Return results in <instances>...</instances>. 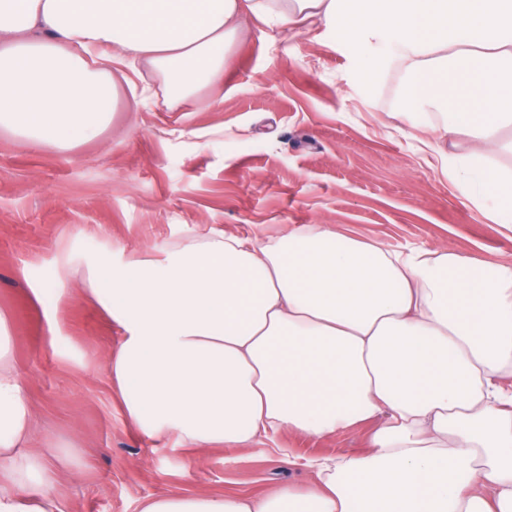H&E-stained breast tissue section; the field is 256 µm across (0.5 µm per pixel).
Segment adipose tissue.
I'll use <instances>...</instances> for the list:
<instances>
[{
    "instance_id": "ef3b65f1",
    "label": "adipose tissue",
    "mask_w": 512,
    "mask_h": 512,
    "mask_svg": "<svg viewBox=\"0 0 512 512\" xmlns=\"http://www.w3.org/2000/svg\"><path fill=\"white\" fill-rule=\"evenodd\" d=\"M256 18L388 43L413 137L468 202L512 224V0H0V131L68 150L98 136L120 75L148 68L175 109L223 83ZM464 138L462 153L442 140ZM84 285L125 336L107 364L128 416L183 445L248 449L292 430L328 437L375 419L367 454L313 458L305 490L169 492L139 512H512V266L450 249L390 250L325 224L270 240L210 225L161 256L86 259ZM0 316V512H64L61 447L34 432Z\"/></svg>"
}]
</instances>
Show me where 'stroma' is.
<instances>
[{
  "label": "stroma",
  "instance_id": "stroma-1",
  "mask_svg": "<svg viewBox=\"0 0 512 512\" xmlns=\"http://www.w3.org/2000/svg\"><path fill=\"white\" fill-rule=\"evenodd\" d=\"M361 46L322 26L270 39L251 22L226 54L224 81L187 108L134 107L122 90L110 125L73 149L39 148L0 132V313L12 321L15 369L37 436L67 445L58 496L64 512H139L148 496H265L309 475L300 457L369 450L372 423L327 438L283 430L252 448H188L172 433L132 424L106 355L124 335L92 298L47 286L79 253L150 258L191 227L276 236L329 224L390 249L450 248L512 265V228L477 212L434 153L405 137L403 70L375 84ZM58 332L48 336V320Z\"/></svg>",
  "mask_w": 512,
  "mask_h": 512
}]
</instances>
